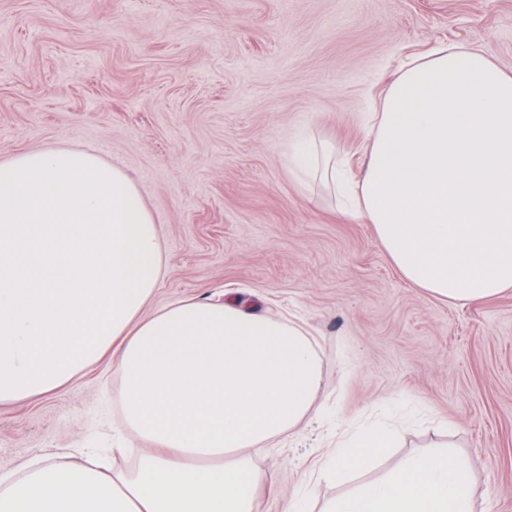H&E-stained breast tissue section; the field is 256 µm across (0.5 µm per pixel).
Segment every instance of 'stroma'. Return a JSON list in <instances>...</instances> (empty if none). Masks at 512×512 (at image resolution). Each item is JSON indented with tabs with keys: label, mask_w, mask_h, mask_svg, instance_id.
<instances>
[{
	"label": "stroma",
	"mask_w": 512,
	"mask_h": 512,
	"mask_svg": "<svg viewBox=\"0 0 512 512\" xmlns=\"http://www.w3.org/2000/svg\"><path fill=\"white\" fill-rule=\"evenodd\" d=\"M512 74V0H0V163L70 148L122 168L151 211L163 276L149 310L237 298L295 315L325 385L298 445L254 458L259 512L311 477L331 430L405 402L379 477L438 440L467 459L478 512H512V291L435 300L404 280L371 225L292 178L290 134L315 131L361 173L368 112L399 66L440 46ZM120 384L103 359L65 387L0 404V472L123 441Z\"/></svg>",
	"instance_id": "stroma-1"
}]
</instances>
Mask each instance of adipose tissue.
I'll list each match as a JSON object with an SVG mask.
<instances>
[{"instance_id":"obj_1","label":"adipose tissue","mask_w":512,"mask_h":512,"mask_svg":"<svg viewBox=\"0 0 512 512\" xmlns=\"http://www.w3.org/2000/svg\"><path fill=\"white\" fill-rule=\"evenodd\" d=\"M358 181L335 143L288 138L298 180L320 179L374 228L401 276L446 303L512 289V76L467 46L402 68L362 145ZM134 181L99 157L31 150L0 164V404L69 384L111 358L136 465L32 461L0 474V512H258L253 456L295 444L324 384L316 340L234 300L144 308L162 276ZM394 434L338 425L320 467L346 480ZM476 479L452 451H421L323 512H473Z\"/></svg>"}]
</instances>
